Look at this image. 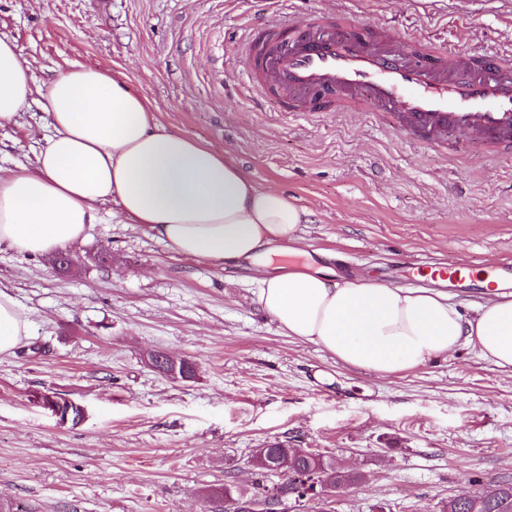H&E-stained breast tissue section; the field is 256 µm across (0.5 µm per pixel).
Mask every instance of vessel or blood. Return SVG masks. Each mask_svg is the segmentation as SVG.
Listing matches in <instances>:
<instances>
[{
    "label": "vessel or blood",
    "mask_w": 512,
    "mask_h": 512,
    "mask_svg": "<svg viewBox=\"0 0 512 512\" xmlns=\"http://www.w3.org/2000/svg\"><path fill=\"white\" fill-rule=\"evenodd\" d=\"M293 5L297 25L258 21L241 42L246 80L281 111L382 112L403 137L450 131L472 149L512 152V54L439 53L416 37L392 44L383 26L370 45L348 11Z\"/></svg>",
    "instance_id": "vessel-or-blood-1"
}]
</instances>
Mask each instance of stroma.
I'll return each mask as SVG.
<instances>
[{"label": "stroma", "mask_w": 512, "mask_h": 512, "mask_svg": "<svg viewBox=\"0 0 512 512\" xmlns=\"http://www.w3.org/2000/svg\"><path fill=\"white\" fill-rule=\"evenodd\" d=\"M349 10L359 32L390 23L472 53L512 51V0H309ZM256 0H0L8 37L43 85L94 65L123 74L168 133L224 151L309 213L301 249L342 278L433 287V267L469 271L449 289L463 313L483 273L512 262V158L460 154L395 134L374 112H280L242 78ZM44 100L0 128V167L30 163ZM51 256L0 250L30 334L0 356V500L21 512H222L253 493L256 452L280 441L361 472L334 512H441L512 481V373L462 349L397 376L350 367L285 335L258 306L249 263L171 253L115 205ZM107 252V263L97 256ZM163 351L193 380L154 371ZM67 401L81 420L51 405Z\"/></svg>", "instance_id": "stroma-1"}]
</instances>
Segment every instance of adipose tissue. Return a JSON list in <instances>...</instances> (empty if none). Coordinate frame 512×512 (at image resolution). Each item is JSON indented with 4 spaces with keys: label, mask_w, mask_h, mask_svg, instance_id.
Listing matches in <instances>:
<instances>
[{
    "label": "adipose tissue",
    "mask_w": 512,
    "mask_h": 512,
    "mask_svg": "<svg viewBox=\"0 0 512 512\" xmlns=\"http://www.w3.org/2000/svg\"><path fill=\"white\" fill-rule=\"evenodd\" d=\"M33 92L29 64L0 38V126L18 121ZM43 97L50 133L33 162L0 168V246L32 255L66 249L111 203L184 258L262 269V310L286 335L344 364L393 376L468 348L512 370V292L492 288L468 316L435 288H389L301 266L272 272L275 259L297 255L306 210L260 187L222 151L162 130L154 105L121 74L71 69ZM27 334L0 284V355Z\"/></svg>",
    "instance_id": "1"
}]
</instances>
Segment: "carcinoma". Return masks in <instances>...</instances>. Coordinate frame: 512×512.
<instances>
[{
    "mask_svg": "<svg viewBox=\"0 0 512 512\" xmlns=\"http://www.w3.org/2000/svg\"><path fill=\"white\" fill-rule=\"evenodd\" d=\"M274 456L279 465L294 474L303 473L308 480L336 483H358L363 475L358 471H344L336 467V462L327 457L316 458L300 448H290L284 442H275L259 451L255 466L260 471L261 480L257 486L262 490L263 501L273 512H282L284 502L298 501L300 491L291 484L267 485L264 478L269 473L267 462ZM443 512H512V483L502 482L486 487L471 498L454 497L443 505Z\"/></svg>",
    "mask_w": 512,
    "mask_h": 512,
    "instance_id": "1",
    "label": "carcinoma"
}]
</instances>
